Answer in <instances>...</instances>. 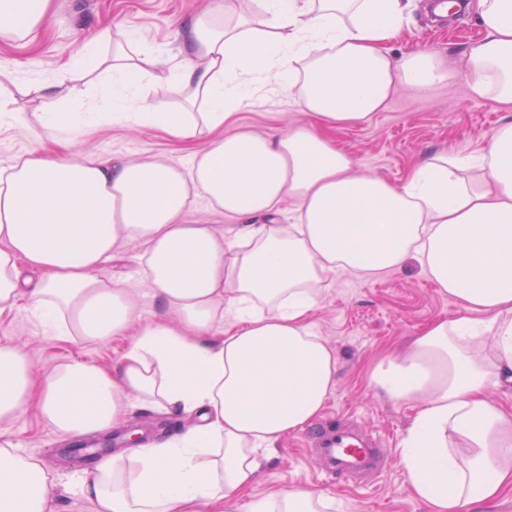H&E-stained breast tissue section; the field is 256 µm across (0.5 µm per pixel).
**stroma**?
I'll return each instance as SVG.
<instances>
[{"label": "stroma", "mask_w": 512, "mask_h": 512, "mask_svg": "<svg viewBox=\"0 0 512 512\" xmlns=\"http://www.w3.org/2000/svg\"><path fill=\"white\" fill-rule=\"evenodd\" d=\"M217 0H56L57 14L27 45L0 39V65L15 71L4 93L25 100V72L57 76L66 58L95 39L103 30L120 37L132 30L143 47L164 46L160 70L179 65L183 57L172 43L173 22L182 15L214 6ZM482 37L470 13L437 21L429 0H412L407 22L387 47L398 55L411 48L435 52L458 61L460 54ZM512 120V105L470 94L465 76L453 83L422 89L399 88L385 107L364 123L329 130V137L353 161L355 173L403 183L421 160L453 149L471 156L483 149L493 130ZM313 120L299 106L297 94L287 86L257 97L237 109L228 132L250 131L279 136ZM199 142L180 140L159 128L131 129L106 121L91 128L80 144L82 152L106 159L135 160L163 157L190 166ZM186 224H211L233 236L240 221L224 215L205 196H191L182 216ZM144 246L140 241L120 243L110 260L98 270L100 278L129 288L139 322L152 321L158 301L141 275ZM457 301L442 295L420 265L407 261L401 269L374 278L350 273L332 275L311 314L317 333L334 351L338 373L320 424H346L367 431L386 448L388 458L374 485L357 487L338 478L321 482L308 450V435H288L276 454L265 460L253 495L264 496L284 486H304L331 496L335 512H427L411 492L400 462L399 443L416 412L413 404H394L377 398L369 388L374 360L385 353L402 352L405 343L429 322L453 318ZM25 347L34 369L43 376L62 363L79 358L109 365L119 356L126 339L86 340L78 344L46 338L24 305L0 313V342ZM71 439L60 436L36 410H28L11 424H0V448H17L36 458L57 484L55 512H95L93 502L78 494L76 485L91 461L72 453Z\"/></svg>", "instance_id": "1"}]
</instances>
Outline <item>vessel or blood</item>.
<instances>
[{"instance_id":"vessel-or-blood-1","label":"vessel or blood","mask_w":512,"mask_h":512,"mask_svg":"<svg viewBox=\"0 0 512 512\" xmlns=\"http://www.w3.org/2000/svg\"><path fill=\"white\" fill-rule=\"evenodd\" d=\"M310 444L320 473L331 479L363 481L382 467L381 449L354 430L321 427L313 432Z\"/></svg>"}]
</instances>
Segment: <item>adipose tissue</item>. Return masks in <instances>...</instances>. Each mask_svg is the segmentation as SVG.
<instances>
[{"mask_svg":"<svg viewBox=\"0 0 512 512\" xmlns=\"http://www.w3.org/2000/svg\"><path fill=\"white\" fill-rule=\"evenodd\" d=\"M263 2L259 21L231 20L226 7L178 18L180 67L159 71L158 50L129 36L112 52L91 43L68 57L63 71L75 83L64 97L52 82H29L36 117L0 99V126L57 130L65 144L0 166V313L23 301L49 338H128L112 367L75 360L46 378L23 347L0 343V423L33 400L66 437L108 432L133 408L186 418L180 433L103 460L78 491L97 512H229L256 483L259 452L312 424L336 385V357L310 320L324 283L414 259L460 314L380 359L370 388L416 407L400 460L429 512L495 502L512 492V410L493 399L512 388V121L478 155L429 156L400 185L353 174L322 130L367 120L398 86L460 71L474 97L512 104V0H476L483 36L455 67L435 53L387 49L411 0ZM55 6L0 0V38L31 42ZM285 80L319 130L217 137L261 86ZM137 83L179 94L186 110L159 111ZM111 119L201 148L187 168L77 151L86 131ZM194 193L242 219L233 237L182 223ZM287 197L293 223H270ZM129 239L145 245L143 272L163 306L141 326L128 289L97 275ZM55 496L38 461L0 448V512H53ZM333 506L285 487L252 499L248 512Z\"/></svg>","mask_w":512,"mask_h":512,"instance_id":"1","label":"adipose tissue"}]
</instances>
